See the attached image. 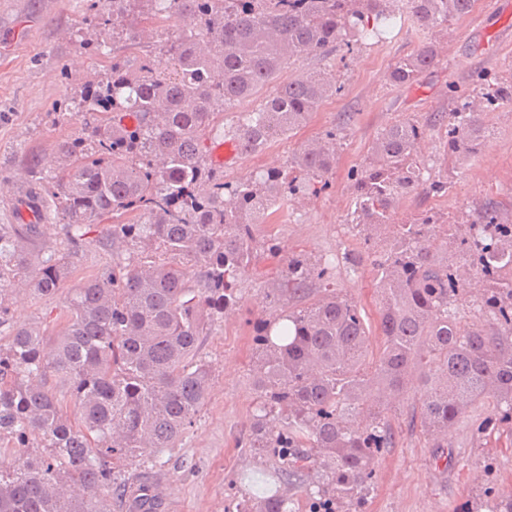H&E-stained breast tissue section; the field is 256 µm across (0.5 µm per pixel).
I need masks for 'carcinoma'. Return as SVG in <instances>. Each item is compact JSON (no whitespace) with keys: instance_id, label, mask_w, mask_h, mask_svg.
Wrapping results in <instances>:
<instances>
[{"instance_id":"cac0c4a2","label":"carcinoma","mask_w":512,"mask_h":512,"mask_svg":"<svg viewBox=\"0 0 512 512\" xmlns=\"http://www.w3.org/2000/svg\"><path fill=\"white\" fill-rule=\"evenodd\" d=\"M97 16L94 53L112 50V65L87 76L71 108L78 134L54 145L59 171L28 157V195L41 204L35 224H0V326L8 321L11 286L25 281L38 295L67 280L71 254L40 245L43 226L67 225L78 246L87 228L112 221L104 244L117 262L66 296L67 327L52 355L35 327L16 329L0 348V439L24 449L0 470V512H111L125 486L114 463L145 451L175 448L193 425L209 388L210 369L197 360L201 337L240 303V276L274 240L258 242L278 201L303 203L329 186L336 130L300 147L289 168L263 169L228 182L208 144L233 142L254 155L302 125L333 95L319 72L280 84L251 112L224 124V113L252 98L292 59L327 56L379 41L398 21L399 0H110ZM421 25L437 29L468 14L474 0H412ZM178 12V34L158 39L164 16ZM430 40L397 60L391 82L411 85L430 70ZM454 112H436L450 156L466 160L489 134L486 113L512 102V79L477 78L472 91L452 88ZM406 119L381 130L357 174L355 225L364 242L387 230L392 241L375 255L382 345L369 353L368 332L355 301L332 289L312 294L327 266L306 255L288 259L272 294L275 310L253 327L252 379L258 414L245 442L276 465L277 480L310 477L309 512H363L373 491L375 459L395 445L389 408L372 391L425 389L410 425H420L434 459L448 463V429L480 402L500 409L499 428L512 437V210L486 201L465 213L466 231L425 212L387 224L392 204L421 182L416 147L424 137ZM481 260L484 288L468 315L455 303L466 291L448 261V244ZM161 259L142 260L144 253ZM67 386L78 425L47 387ZM362 412L370 421L353 428ZM86 496L76 500L70 482ZM232 512H297L276 489L263 499L240 498ZM512 512V494L483 492L480 508Z\"/></svg>"}]
</instances>
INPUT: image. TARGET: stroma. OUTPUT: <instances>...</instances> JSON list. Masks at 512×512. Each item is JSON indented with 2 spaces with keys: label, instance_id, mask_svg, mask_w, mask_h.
I'll list each match as a JSON object with an SVG mask.
<instances>
[{
  "label": "stroma",
  "instance_id": "1",
  "mask_svg": "<svg viewBox=\"0 0 512 512\" xmlns=\"http://www.w3.org/2000/svg\"><path fill=\"white\" fill-rule=\"evenodd\" d=\"M99 8V0H0V182L27 185L28 154L37 152L44 166H53L55 142L77 132L79 120L59 116L58 110L79 98L87 74L112 63L111 57L89 54L80 44L81 38L94 37ZM20 23L26 26L27 39L18 44L9 35ZM433 38L439 42L436 66L414 84L394 85L389 73L395 62ZM313 71L324 72L337 93L288 138L226 164L224 178L233 181L257 169L287 167L302 144L335 127L339 133L329 187L295 206L287 222L257 225V239H277L280 252L274 257L261 254L243 274L239 305L225 312L202 341L198 357L212 371L204 406L177 447L165 449L158 459L142 455L123 462L117 478L127 493L113 501L112 512H141L140 500L148 496L147 484L154 479L164 483L156 512H230L234 499L262 497L273 490L272 464L242 446L257 399L250 376L252 330L271 312L267 291L288 257L303 253L331 262L330 278L317 282V289L351 297L370 329L372 347H379L376 271L352 227L354 175L387 125L403 119L423 123L432 113L452 111L456 101L449 86L471 89L481 74L512 77V0H476L472 12L449 20L447 30L437 33L414 23L377 45L340 46L324 58L294 59L278 81L283 84ZM488 120L490 137L477 154L455 167L443 162V130H428L418 149L423 181L402 196L391 223L431 210L441 214L443 224H454L463 212L490 199L512 206V104L501 105ZM438 180L447 182V193L430 194L429 183ZM104 232V225H93L76 249L65 225L44 226L45 244L74 252L71 275L65 289L52 295L16 287L9 321L0 327V347L7 346L19 327L59 336L68 289L112 265L111 250L100 243ZM422 397L423 389L415 382L390 400L396 445L375 461L374 491L365 512H460L466 502L478 500L485 486L512 488V444L474 433L480 421L494 417L492 406L467 413L449 429L452 460L443 465L435 462L420 428L407 422Z\"/></svg>",
  "mask_w": 512,
  "mask_h": 512
}]
</instances>
